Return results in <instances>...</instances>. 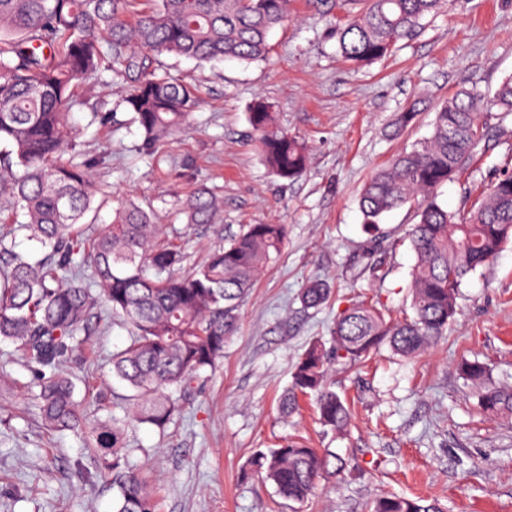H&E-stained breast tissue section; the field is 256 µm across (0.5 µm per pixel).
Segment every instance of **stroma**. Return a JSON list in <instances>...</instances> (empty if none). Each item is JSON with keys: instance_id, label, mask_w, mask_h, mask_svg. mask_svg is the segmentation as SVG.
<instances>
[{"instance_id": "1", "label": "stroma", "mask_w": 512, "mask_h": 512, "mask_svg": "<svg viewBox=\"0 0 512 512\" xmlns=\"http://www.w3.org/2000/svg\"><path fill=\"white\" fill-rule=\"evenodd\" d=\"M288 13L262 61L152 55L155 68L198 88L189 120L153 154L139 152L138 124L111 73L84 89L69 116L81 152L103 157L95 178L108 198L89 234L136 200L161 223L186 228L183 275L247 225L288 227L216 369L177 392L181 409L165 429L127 422L129 462L157 492L160 512H369L387 493L435 500L447 512H512V421L484 418L456 372L460 359L476 357L494 378L512 381V243L463 281L459 314L434 347L413 358L386 349L357 370L331 366L353 413L346 432L321 427L306 401L287 418L277 410L294 364L310 344L329 341L340 311L364 300L394 317L410 313L415 255L407 232L416 209L394 210L372 229L359 195L376 170L430 136L436 109L457 90L491 92L512 77V0H449L391 56L362 69L338 53L343 12L333 0H289ZM259 99L310 149L295 180L277 178L256 148L248 113ZM413 104L416 118L395 129L397 114ZM488 126V151L436 190L449 210L469 209L481 188L512 173V117L507 135L496 134V120ZM200 187L223 199L224 211L217 223L190 228L180 202ZM316 277L334 292L321 309H307L300 294ZM131 336L91 319L68 362L89 418L125 420L129 390L113 377L110 356ZM35 370L0 342V512H113L112 477L96 476L82 434L44 426ZM286 437L329 449L349 467L322 479L307 502L279 498L248 464Z\"/></svg>"}]
</instances>
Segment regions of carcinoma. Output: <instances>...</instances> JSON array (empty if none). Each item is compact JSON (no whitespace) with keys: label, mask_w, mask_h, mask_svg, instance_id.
<instances>
[{"label":"carcinoma","mask_w":512,"mask_h":512,"mask_svg":"<svg viewBox=\"0 0 512 512\" xmlns=\"http://www.w3.org/2000/svg\"><path fill=\"white\" fill-rule=\"evenodd\" d=\"M289 0H0V196L25 221L21 227L44 250L31 261L8 249L0 232V341H9L39 365V408L49 428L84 435L98 470L112 472L115 512H155L147 484L128 462L124 427L115 420L84 419L75 382L64 371L83 344L92 311L109 306L112 317L134 329L125 348L112 353V372L134 391L128 419L159 430L178 411L173 394L191 386L224 357V341L238 322V308L260 274L281 252L283 224H250L186 276L178 232L152 210L129 200L93 237L82 220L96 213L94 169L64 155L75 148L68 110L79 91L102 73L135 75L124 103L142 131L149 154L186 121L197 104L194 85L158 74L145 52L170 53L201 63L254 61L268 53L270 32L288 22ZM447 0H338L347 18L337 29L338 50L352 64L385 58L397 43L421 30ZM512 116V77L493 95L462 89L435 113L430 137L400 153L366 182L359 198L364 223L417 203L409 233L416 262L410 283L413 316L396 320L367 303L336 317L331 346L311 345L292 373V389L279 409L288 415L297 394L313 398L320 423L341 432L351 424L344 399L328 379L332 362L356 367L385 345L414 357L434 345L458 313L463 279L492 262L512 241V175L483 189L467 211L438 203L435 190L455 179L485 151L484 115ZM260 152L273 173L298 178L309 163L306 145L275 123L269 103L249 112ZM190 225L214 224L223 201L205 189L185 198ZM331 285L314 279L301 293L307 309L331 297ZM460 376L478 390L489 417L512 418V383L495 380L486 363L461 361ZM251 465L277 495L302 503L319 479L340 472L346 460L286 441L258 452ZM371 512H444L436 502L386 495Z\"/></svg>","instance_id":"obj_1"}]
</instances>
